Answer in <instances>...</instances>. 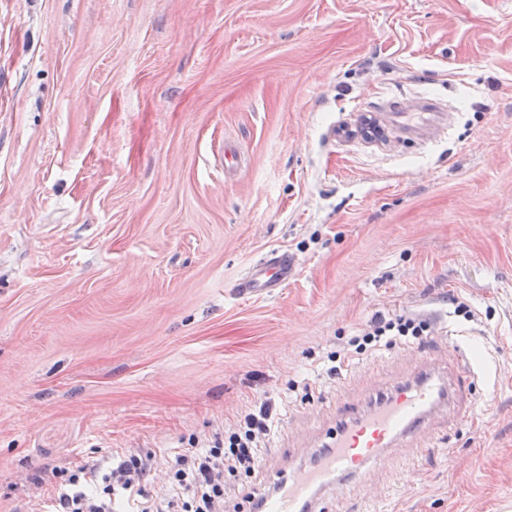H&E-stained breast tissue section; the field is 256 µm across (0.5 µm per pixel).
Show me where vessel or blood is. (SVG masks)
Wrapping results in <instances>:
<instances>
[{
  "label": "vessel or blood",
  "mask_w": 512,
  "mask_h": 512,
  "mask_svg": "<svg viewBox=\"0 0 512 512\" xmlns=\"http://www.w3.org/2000/svg\"><path fill=\"white\" fill-rule=\"evenodd\" d=\"M435 119V113L428 109L398 106L380 125L388 133L396 128L411 130ZM292 268L288 253H267L236 288L242 294L273 293L287 281ZM451 372L444 383L419 365L412 379L394 384L366 410L341 405L336 424L327 433L328 442L314 462L290 473L287 479L274 480L271 489H252L247 499L252 512H315L322 490L357 479L396 439L421 438L429 415L438 406L457 407L460 398L473 390L467 357L456 355Z\"/></svg>",
  "instance_id": "obj_1"
}]
</instances>
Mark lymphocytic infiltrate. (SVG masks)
<instances>
[{"label":"lymphocytic infiltrate","instance_id":"1","mask_svg":"<svg viewBox=\"0 0 512 512\" xmlns=\"http://www.w3.org/2000/svg\"><path fill=\"white\" fill-rule=\"evenodd\" d=\"M428 333V324L412 315H375L367 330L350 338L345 355H333L329 372L341 374L352 358L418 341ZM275 416V402L259 399L211 442L190 437L186 448L161 460L152 453L129 450L113 459L105 473L98 464L85 463L69 474L51 512H112L118 496L136 504L137 512H224L225 475L255 472ZM159 468L164 471L166 491L153 497L146 494L144 482Z\"/></svg>","mask_w":512,"mask_h":512}]
</instances>
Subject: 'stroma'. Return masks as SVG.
I'll return each mask as SVG.
<instances>
[{"label": "stroma", "mask_w": 512, "mask_h": 512, "mask_svg": "<svg viewBox=\"0 0 512 512\" xmlns=\"http://www.w3.org/2000/svg\"><path fill=\"white\" fill-rule=\"evenodd\" d=\"M416 97L457 106L432 141L337 131ZM273 250L287 282L238 294ZM395 311L423 344L328 375ZM452 340L473 409L437 411L432 444L397 443L326 512H512V0H0V512L267 396L260 467L226 481L245 512L337 402Z\"/></svg>", "instance_id": "stroma-1"}]
</instances>
